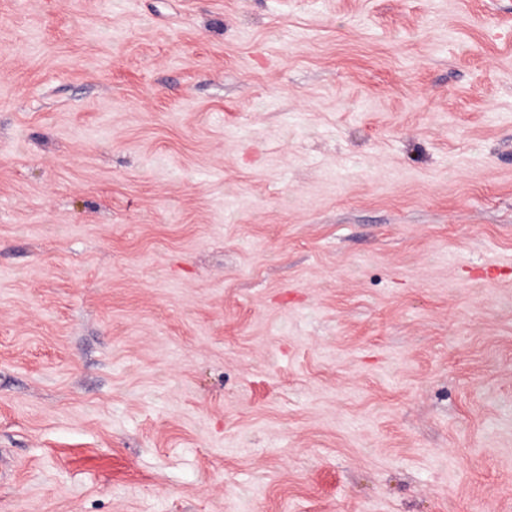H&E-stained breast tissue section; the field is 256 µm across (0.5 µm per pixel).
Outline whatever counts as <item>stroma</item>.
Returning a JSON list of instances; mask_svg holds the SVG:
<instances>
[{
  "instance_id": "obj_1",
  "label": "stroma",
  "mask_w": 512,
  "mask_h": 512,
  "mask_svg": "<svg viewBox=\"0 0 512 512\" xmlns=\"http://www.w3.org/2000/svg\"><path fill=\"white\" fill-rule=\"evenodd\" d=\"M0 512H512V0H0Z\"/></svg>"
}]
</instances>
